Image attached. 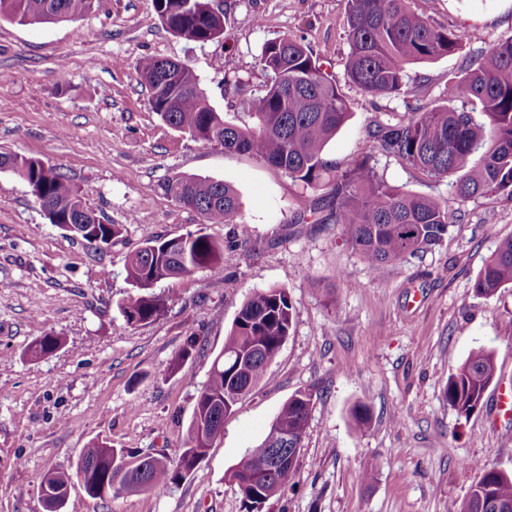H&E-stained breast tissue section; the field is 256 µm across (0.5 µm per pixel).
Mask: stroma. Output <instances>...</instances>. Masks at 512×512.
<instances>
[{
	"mask_svg": "<svg viewBox=\"0 0 512 512\" xmlns=\"http://www.w3.org/2000/svg\"><path fill=\"white\" fill-rule=\"evenodd\" d=\"M435 26L468 34L463 49L407 69L414 91L373 97L348 82V0H224V33L205 44L170 33L154 0H97L74 21L0 19V152L57 168L119 237L89 245L50 223L28 184L0 170V512H47L43 476L74 469L84 448L177 461L197 395L248 297L287 289L290 334L265 376L224 419L221 437L180 484L100 500L71 487L63 512H245L229 470L259 444L299 391L317 400L299 450L295 485L263 512H457L481 465L512 474V288L475 293L484 261L512 237V202L477 196L438 246L371 272L326 219V188L312 189L247 155L205 145L168 126L137 73L146 57L185 62L211 105L240 126L253 120L231 83L261 94L263 45L305 40L339 84L352 115L325 148L350 168L370 158L404 190L452 200L449 179L412 171L371 151L367 131L442 101L449 74L512 36V0H415ZM197 175L232 185L242 223L204 224L162 189ZM205 227L224 245V272L159 283L166 311L127 325L120 305L133 251L155 238ZM60 347L31 349L44 336ZM198 343L179 370L170 363ZM478 348L498 375L484 405L458 418L443 398L450 374ZM371 410L357 431L351 409Z\"/></svg>",
	"mask_w": 512,
	"mask_h": 512,
	"instance_id": "35a3bbf8",
	"label": "stroma"
}]
</instances>
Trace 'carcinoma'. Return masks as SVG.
<instances>
[{"instance_id":"cac0c4a2","label":"carcinoma","mask_w":512,"mask_h":512,"mask_svg":"<svg viewBox=\"0 0 512 512\" xmlns=\"http://www.w3.org/2000/svg\"><path fill=\"white\" fill-rule=\"evenodd\" d=\"M155 0L158 15L170 32L192 43H207L224 33V19L209 13L210 0ZM95 0H0V18L21 24L70 20L90 11ZM347 39L350 52L347 79L372 96L411 92L406 66L462 49L465 35L434 26L429 16L417 12L410 0H348ZM259 64L270 80L264 92L244 99L256 119L240 128L224 119L210 104L190 67L179 61L146 57L138 66L149 90V105L168 125L195 140L220 145L224 151L248 154L317 189L327 186L328 220L340 227L345 241L374 272L397 264L440 244L448 236V204L402 191L379 179L366 156L350 169L341 170L326 158L327 143L350 117V108L337 85L321 72L301 38L282 35L267 41ZM479 109L475 119L467 106ZM372 148L394 157L410 169L434 178H450L454 200L462 205L477 195H503L512 200V36L472 60L448 77L446 98L438 105L410 111L406 120L378 125L368 131ZM0 169L23 180L39 204L50 207L57 223L77 225L75 236L88 244L119 236L121 225L106 224L86 206L80 189L42 160L0 153ZM167 195L198 211L206 224H238L242 242L247 225L237 223L239 194L229 184L195 176L175 177L164 183ZM207 269L224 272V245L203 229L176 238L156 240L131 253L127 280L136 294L120 306L129 326L154 320L165 311V300L152 292L163 280L193 275ZM512 286V238L503 240L485 261L473 288L490 297ZM293 323V307L285 288L255 292L241 307L214 359L210 377L197 396L186 443L173 464L160 455L134 462L140 453L93 442L72 471L51 473L59 489L79 483L92 498L116 478L126 492H159L185 479L197 466L201 430L220 436L228 409L241 401V392L254 388L278 355ZM57 336L37 341L33 353L48 355L59 348ZM496 377L494 354L473 351L448 377L444 399L459 418L483 404L485 391ZM314 406L309 391L292 396L274 418L290 436L289 446L301 448ZM268 439L248 449L230 481L242 495L246 512H258L295 482L297 464L272 474ZM482 476L458 512H496L491 500L511 507L512 475L482 465Z\"/></svg>"}]
</instances>
